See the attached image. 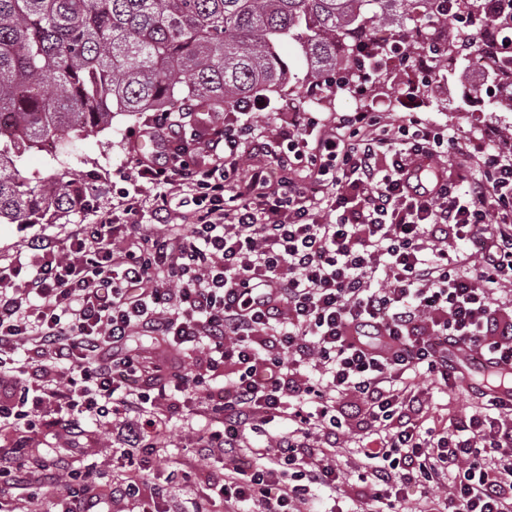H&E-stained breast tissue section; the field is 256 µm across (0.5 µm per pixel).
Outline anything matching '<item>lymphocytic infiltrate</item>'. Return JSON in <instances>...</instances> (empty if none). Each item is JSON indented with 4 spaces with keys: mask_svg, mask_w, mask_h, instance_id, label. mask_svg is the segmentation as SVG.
I'll list each match as a JSON object with an SVG mask.
<instances>
[{
    "mask_svg": "<svg viewBox=\"0 0 512 512\" xmlns=\"http://www.w3.org/2000/svg\"><path fill=\"white\" fill-rule=\"evenodd\" d=\"M191 120L144 124L164 153L137 160L134 177L155 189L162 231L133 223L129 203L76 225L63 248L33 237L41 263L27 280L20 259L0 265V431L109 425L123 462L109 484L1 448L9 512H32L48 487L61 512H211L217 496L243 512H323L351 432V471L379 512H404L411 487L415 512H512V405L480 389L450 424L419 390L423 376L457 387L459 344L512 362V299L494 301L512 286V153L417 112H295L260 144L240 112L213 125L203 166L167 149ZM254 144L274 166L309 169L314 187L264 164L241 174ZM134 334L155 342L154 360L127 347ZM202 391L213 427L197 456L224 467L184 498L174 486L191 472L159 485L144 471L165 447L162 416Z\"/></svg>",
    "mask_w": 512,
    "mask_h": 512,
    "instance_id": "f902f5d3",
    "label": "lymphocytic infiltrate"
}]
</instances>
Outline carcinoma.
Returning a JSON list of instances; mask_svg holds the SVG:
<instances>
[{"label":"carcinoma","instance_id":"1","mask_svg":"<svg viewBox=\"0 0 512 512\" xmlns=\"http://www.w3.org/2000/svg\"><path fill=\"white\" fill-rule=\"evenodd\" d=\"M478 0H0V220L39 224L85 205L79 174L62 169L31 185L22 155L45 141L103 129L118 113L231 112L294 89L298 74L277 51L286 41L304 81L361 92L403 45L420 61L440 40L435 66L467 76L466 51L483 60L464 89L477 99L512 86V0H498L473 36L454 19Z\"/></svg>","mask_w":512,"mask_h":512}]
</instances>
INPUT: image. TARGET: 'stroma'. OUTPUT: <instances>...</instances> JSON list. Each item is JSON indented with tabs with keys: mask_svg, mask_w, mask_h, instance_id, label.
I'll return each mask as SVG.
<instances>
[{
	"mask_svg": "<svg viewBox=\"0 0 512 512\" xmlns=\"http://www.w3.org/2000/svg\"><path fill=\"white\" fill-rule=\"evenodd\" d=\"M428 80L430 95L414 96L413 83ZM463 88L458 80L442 73L417 66L416 70L399 72L395 81L377 88L367 99L361 100L347 94H313L298 90L293 99L298 106L308 101L318 103V109L331 117L342 112L370 111L388 115L406 111V98L417 97L420 110L430 120L454 128L458 133L473 136L499 147L512 145V135L507 128L512 125V112L491 113L488 103L469 105L464 103ZM143 126L142 119L127 116L113 118L110 128L89 133L83 139L61 145L56 154L43 151L26 153L18 164L22 175L38 180L48 175L53 164L68 166L81 174L94 176L95 182L88 195V206L81 207L55 219L51 224H7L0 223V260L21 255L26 273H34L36 260L27 253L25 246L30 238L45 235L57 242H64L68 232L76 224L95 223L98 211L111 208L113 189H121L135 202L136 223L153 225V193L138 183L126 180L137 159L131 150V142ZM423 397L435 415L447 420L471 413L474 409L472 390L458 387L446 389L437 382L427 380L422 384ZM209 422L202 416L184 412L172 419L167 427V451L149 459L150 478L163 480L171 459L179 458L188 463L196 462L193 445L198 436L208 431ZM34 445L51 457H58L75 470L95 466L97 470L110 474L116 472L117 462L112 453V435L103 427L87 425L82 436L70 438L55 428L42 429L34 438Z\"/></svg>",
	"mask_w": 512,
	"mask_h": 512,
	"instance_id": "35a3bbf8",
	"label": "stroma"
}]
</instances>
